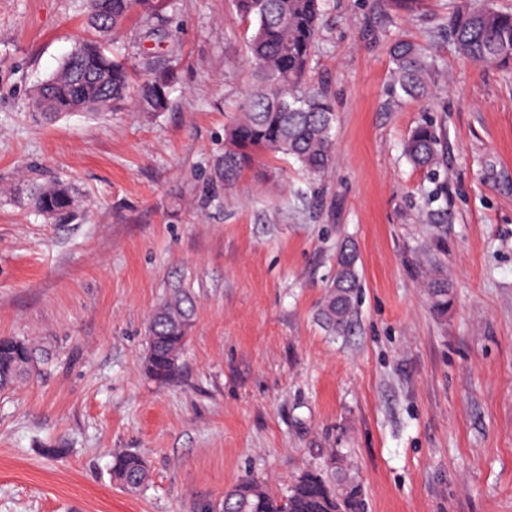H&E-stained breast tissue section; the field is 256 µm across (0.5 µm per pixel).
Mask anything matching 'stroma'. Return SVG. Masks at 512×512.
<instances>
[{
    "label": "stroma",
    "mask_w": 512,
    "mask_h": 512,
    "mask_svg": "<svg viewBox=\"0 0 512 512\" xmlns=\"http://www.w3.org/2000/svg\"><path fill=\"white\" fill-rule=\"evenodd\" d=\"M468 2L325 0L307 83L334 102V165L263 154L215 187L251 83L254 24L233 0H168L154 35L133 19L104 38L82 0H0V336L50 352L0 391V512H201L246 477L283 493L332 452L367 512H512V71L459 54ZM87 39L137 81L175 44L167 109L32 116ZM400 39L430 63L431 95L400 90ZM427 117L434 173L403 154ZM55 181L75 219L34 209ZM344 242L362 295L334 337L316 309ZM176 288L195 314L160 383L145 329ZM118 450L150 464L139 494L111 479ZM426 288H428L433 308L440 312L447 311L451 299L447 280L441 275H435L428 279Z\"/></svg>",
    "instance_id": "stroma-1"
}]
</instances>
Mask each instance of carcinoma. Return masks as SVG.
Returning a JSON list of instances; mask_svg holds the SVG:
<instances>
[{"mask_svg": "<svg viewBox=\"0 0 512 512\" xmlns=\"http://www.w3.org/2000/svg\"><path fill=\"white\" fill-rule=\"evenodd\" d=\"M323 0H234L237 15L254 22L248 41L253 82L234 121L224 130V155L215 169L220 183L235 180L252 167L261 152L295 159L307 172L320 174L335 161V110L327 91L308 89L304 79L320 30ZM91 25L101 33L115 32L128 19H157L165 0H87ZM452 34L467 59L512 70V13L497 10L490 0L458 13ZM399 88L409 97L429 93V66L419 48L401 40L390 49ZM171 77L162 71L148 76L139 99L152 112L169 103ZM128 62L108 54L97 41L78 44L57 72L36 92L34 115L70 112H114L134 106ZM404 153L416 167L434 169L442 159L441 137L431 120L418 125L404 142ZM35 209L50 220L75 209L71 191L63 184L38 187ZM354 249L344 244L336 256V274L318 307V319L333 335L350 332L357 312L360 281ZM435 310H448V282L440 275L426 283ZM193 315L187 294L175 291L150 316L144 370L158 382L177 370L186 330ZM37 360L29 342L0 336V390L27 374ZM149 479V465L140 454L112 455V480L129 494ZM365 490L344 457L331 452L325 468L303 471L283 495L253 478L224 491L219 512H364Z\"/></svg>", "mask_w": 512, "mask_h": 512, "instance_id": "obj_1", "label": "carcinoma"}]
</instances>
